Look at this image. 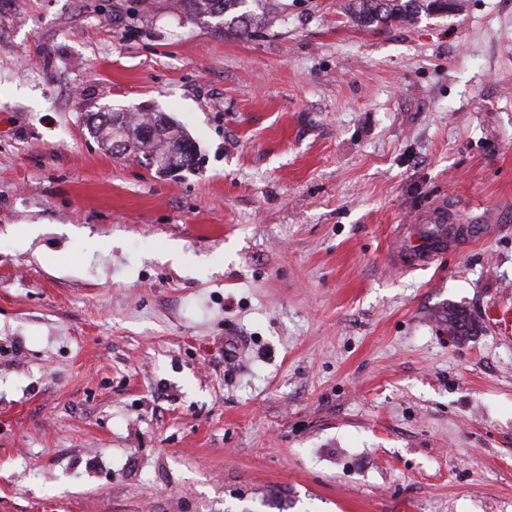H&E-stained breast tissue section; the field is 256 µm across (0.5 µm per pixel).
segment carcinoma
Segmentation results:
<instances>
[{
	"label": "carcinoma",
	"mask_w": 512,
	"mask_h": 512,
	"mask_svg": "<svg viewBox=\"0 0 512 512\" xmlns=\"http://www.w3.org/2000/svg\"><path fill=\"white\" fill-rule=\"evenodd\" d=\"M180 14L214 31L248 39L268 26L271 0H176ZM448 11V0H349V18L360 27L416 22L422 16ZM87 123L90 135L113 155L131 154L146 168L166 158L180 167L193 168L196 147L163 113L147 112L140 122L126 121L122 146L112 139V113L94 112ZM448 323L460 336L470 335L477 324L464 312L448 313Z\"/></svg>",
	"instance_id": "carcinoma-1"
}]
</instances>
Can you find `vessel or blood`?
<instances>
[{"instance_id": "vessel-or-blood-1", "label": "vessel or blood", "mask_w": 512, "mask_h": 512, "mask_svg": "<svg viewBox=\"0 0 512 512\" xmlns=\"http://www.w3.org/2000/svg\"><path fill=\"white\" fill-rule=\"evenodd\" d=\"M487 230L483 224L454 225L448 220L447 204L418 216L416 223L398 226L393 232V253L407 270H418L436 261L448 249L479 239Z\"/></svg>"}]
</instances>
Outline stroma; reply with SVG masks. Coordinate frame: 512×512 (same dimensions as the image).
<instances>
[{"mask_svg":"<svg viewBox=\"0 0 512 512\" xmlns=\"http://www.w3.org/2000/svg\"><path fill=\"white\" fill-rule=\"evenodd\" d=\"M276 2L0 0V512H512V0ZM142 106L198 170L89 135ZM440 199L489 233L397 269ZM181 15L215 32L248 39L264 32L271 12L269 0H176ZM448 11L446 0H349V18L357 26L415 23L421 15Z\"/></svg>","mask_w":512,"mask_h":512,"instance_id":"stroma-1","label":"stroma"}]
</instances>
